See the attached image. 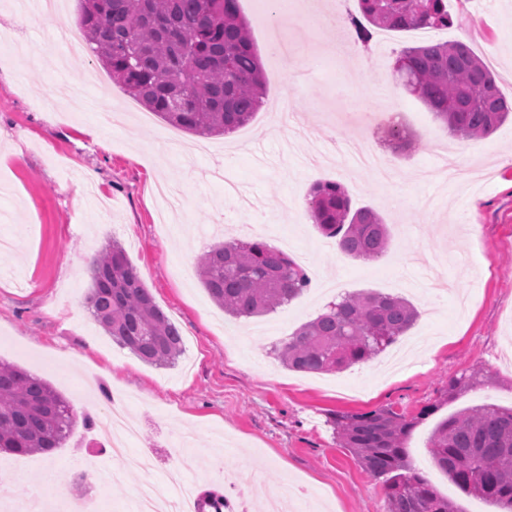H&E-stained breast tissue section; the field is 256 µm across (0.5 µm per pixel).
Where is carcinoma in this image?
I'll return each mask as SVG.
<instances>
[{"label":"carcinoma","mask_w":512,"mask_h":512,"mask_svg":"<svg viewBox=\"0 0 512 512\" xmlns=\"http://www.w3.org/2000/svg\"><path fill=\"white\" fill-rule=\"evenodd\" d=\"M378 29L406 31L453 24L448 0H359ZM87 45L112 81L171 125L201 136L246 126L265 97L267 78L238 0H80ZM397 84L416 96L456 137L485 138L512 116L492 70L462 41L403 49ZM319 231L357 259L388 249L386 224L369 208H351L338 181L310 190ZM85 298L93 321L142 362L173 367L184 353L178 328L154 302L116 243L89 264ZM197 275L210 299L236 318L268 315L307 290L305 268L261 239L221 242L202 254ZM419 317L407 300L373 291L348 292L273 349L288 368L340 371L371 360ZM485 385L480 371L448 380L441 402ZM432 406L408 418L391 407L336 413L340 447L381 480L387 512H460L414 468L405 442ZM76 415L44 379L0 360V452L50 455L64 447ZM436 466L466 493L512 512V408L483 405L442 420L429 442Z\"/></svg>","instance_id":"1"}]
</instances>
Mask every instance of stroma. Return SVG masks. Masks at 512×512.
I'll use <instances>...</instances> for the list:
<instances>
[{"mask_svg":"<svg viewBox=\"0 0 512 512\" xmlns=\"http://www.w3.org/2000/svg\"><path fill=\"white\" fill-rule=\"evenodd\" d=\"M251 24L265 72L279 71L251 123L207 138L181 133L182 153L162 142L169 125L124 93L90 49L61 56L44 41L59 22L78 23V0H65L61 18L19 15L0 0V27L14 29L35 54L0 74V237L17 242L0 250V359L36 374L68 398L76 415H98L109 393L131 401L139 427L132 452L152 456L151 474L124 472L105 494L102 512H121L145 480L162 482L171 469L198 492L225 493L226 472L257 473L266 488L297 481L315 497L295 512H386L380 481L340 448L329 418L383 406L415 416L406 440L415 467L460 512H496L466 494L434 463L429 441L436 425L456 411L512 406V123L479 140H457L468 183L409 180L436 168L429 150L446 127L420 100L397 86L393 65L403 48L420 45L415 31L388 32L386 42L361 44L343 65L326 60L334 26L290 13L278 36L259 18L258 0H239ZM451 26L439 42L460 40L482 59H494L498 86L512 100V0H448ZM287 54L272 53L273 38ZM398 107L387 123L373 119L388 97ZM301 117L296 132L278 129L280 101ZM400 128L415 142L398 150L389 136ZM359 140L406 175L384 184L340 154L308 166L316 145ZM342 182L353 208L376 211L389 226L390 248L374 260L346 256L324 237L309 212L311 186ZM178 182L181 211L161 216L158 184ZM290 248L307 269L311 287L277 311L256 318L224 315L196 276L198 257L240 233ZM120 244L156 304L181 330L185 352L175 367L141 362L113 343L85 305L86 259ZM347 292H395L419 311L407 334L416 349L391 373L388 353L335 373L284 367L273 344L315 318L328 302L327 284ZM479 370L486 387L440 403L448 378ZM96 434L76 423L64 448L18 458L17 487H39L44 503L58 499L46 471H81ZM224 460L213 472L209 458Z\"/></svg>","mask_w":512,"mask_h":512,"instance_id":"1","label":"stroma"}]
</instances>
